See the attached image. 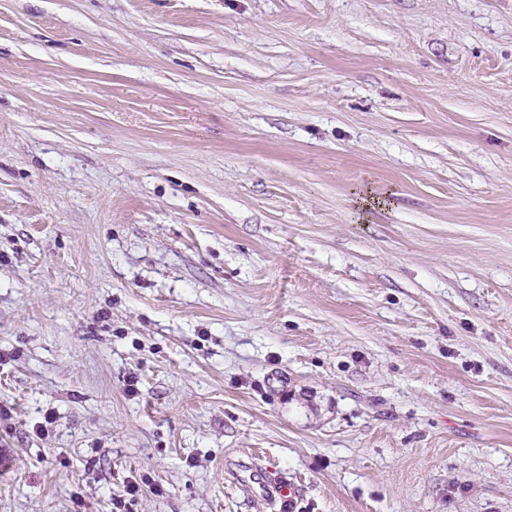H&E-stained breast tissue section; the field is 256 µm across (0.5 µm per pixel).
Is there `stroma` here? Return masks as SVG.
I'll list each match as a JSON object with an SVG mask.
<instances>
[{"label": "stroma", "instance_id": "stroma-1", "mask_svg": "<svg viewBox=\"0 0 512 512\" xmlns=\"http://www.w3.org/2000/svg\"><path fill=\"white\" fill-rule=\"evenodd\" d=\"M0 459V512H512V0H0ZM261 488L265 496L280 501L284 507L288 505V510L293 509L297 496V486L294 483L282 481L271 470H268L265 481L261 483Z\"/></svg>", "mask_w": 512, "mask_h": 512}]
</instances>
